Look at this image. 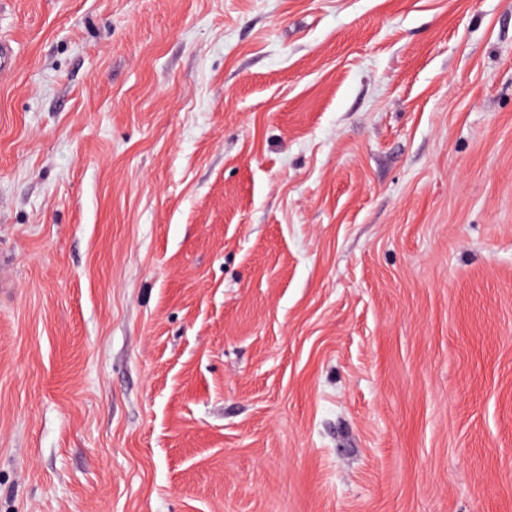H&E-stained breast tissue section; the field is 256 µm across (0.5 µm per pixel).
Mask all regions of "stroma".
Here are the masks:
<instances>
[{
  "instance_id": "stroma-1",
  "label": "stroma",
  "mask_w": 512,
  "mask_h": 512,
  "mask_svg": "<svg viewBox=\"0 0 512 512\" xmlns=\"http://www.w3.org/2000/svg\"><path fill=\"white\" fill-rule=\"evenodd\" d=\"M0 37V512H512V0Z\"/></svg>"
}]
</instances>
